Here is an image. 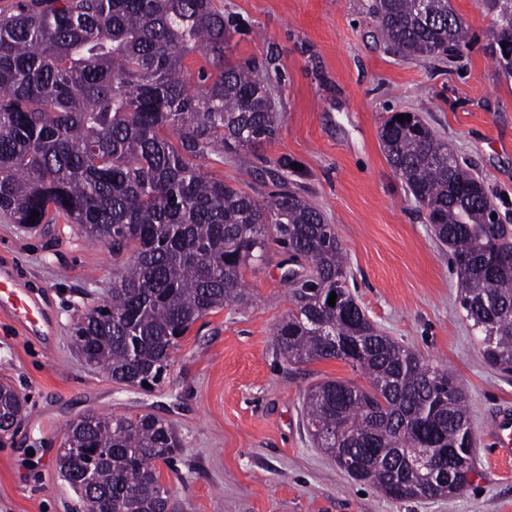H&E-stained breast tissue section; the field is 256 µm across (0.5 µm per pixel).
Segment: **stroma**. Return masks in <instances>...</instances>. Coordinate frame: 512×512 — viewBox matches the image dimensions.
<instances>
[{
	"label": "stroma",
	"instance_id": "1",
	"mask_svg": "<svg viewBox=\"0 0 512 512\" xmlns=\"http://www.w3.org/2000/svg\"><path fill=\"white\" fill-rule=\"evenodd\" d=\"M214 3L230 23L226 58L254 64L280 126L246 161L213 155L204 171L266 199L279 161L292 162L289 180L335 226L366 316L461 385L476 470L460 494L396 501L316 447L303 425L308 389L366 379L339 360L291 364L280 353L274 330L290 304L277 244L245 274L250 304L199 319L161 382L141 388L87 366L71 338L82 312L108 295L111 251L93 247L76 225L29 233L0 213V263L51 322L48 337H34L0 310V382L28 401L0 444V512H77L56 457L67 426L87 413L171 425L181 450L157 469L186 512H512V461L497 458L488 432L491 417L512 408V373L485 358L459 306L450 250L379 139L392 113L418 114L483 179L512 228V78L490 54L494 11L485 0H452L468 47L457 58L420 60L387 47L371 18L374 0Z\"/></svg>",
	"mask_w": 512,
	"mask_h": 512
}]
</instances>
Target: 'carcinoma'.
<instances>
[{
    "instance_id": "1",
    "label": "carcinoma",
    "mask_w": 512,
    "mask_h": 512,
    "mask_svg": "<svg viewBox=\"0 0 512 512\" xmlns=\"http://www.w3.org/2000/svg\"><path fill=\"white\" fill-rule=\"evenodd\" d=\"M492 8V54L511 78L512 0ZM373 17L406 55H458L468 45L450 0H376ZM228 34L213 0H16L0 11V211L31 230L62 217L90 243L127 255L110 295L79 317L74 335L87 365L129 385L160 381L200 318L248 304L244 271L275 242L288 254L292 304L276 327L279 349L293 363L346 362L368 382L331 379L307 392L313 441L392 499L451 496L475 469L456 378L366 317L334 225L286 175L274 174L278 191L259 200L193 163L242 161L279 129L251 68L224 62ZM195 54L210 70L191 73L186 58ZM397 116L379 131L387 162L450 249L459 303L485 358L512 372V236L492 222L484 181L417 115ZM21 417L18 393L0 383V440ZM66 443L57 463L82 512L183 510L156 469L180 446L165 422L90 414L69 426ZM89 451L98 452L91 463ZM425 455L446 480L418 466Z\"/></svg>"
}]
</instances>
